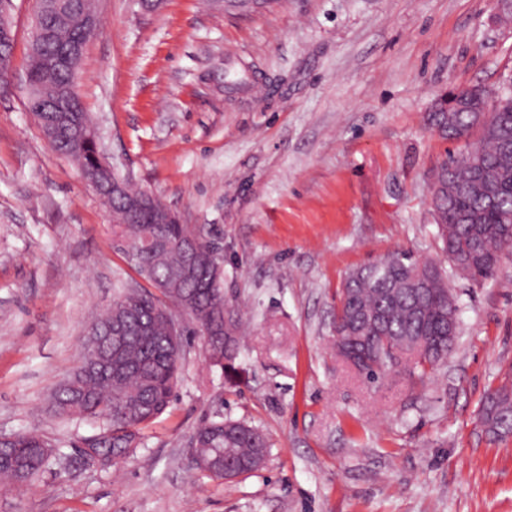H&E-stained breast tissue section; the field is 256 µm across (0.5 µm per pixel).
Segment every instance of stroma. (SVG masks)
Returning <instances> with one entry per match:
<instances>
[{
  "mask_svg": "<svg viewBox=\"0 0 512 512\" xmlns=\"http://www.w3.org/2000/svg\"><path fill=\"white\" fill-rule=\"evenodd\" d=\"M0 86V434L57 446L54 472L0 492V512H512V436L486 434L487 393L512 388V252L494 279L452 273L457 338L425 384L371 385L334 349L354 269L405 251L446 263L433 171L457 143L425 117L448 91L512 73L497 0H280L255 13L208 0H96L79 87L104 153L223 250L224 296L246 334L225 380L202 337L183 348L170 408L136 453L85 461L95 427L50 399L84 333L135 270L112 214L26 108L35 0H13ZM254 77L224 80L225 66ZM271 444L234 482L192 464L215 415Z\"/></svg>",
  "mask_w": 512,
  "mask_h": 512,
  "instance_id": "1",
  "label": "stroma"
}]
</instances>
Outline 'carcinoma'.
<instances>
[{
  "mask_svg": "<svg viewBox=\"0 0 512 512\" xmlns=\"http://www.w3.org/2000/svg\"><path fill=\"white\" fill-rule=\"evenodd\" d=\"M48 38L41 53L29 55V73L43 79L42 56L80 38L77 25L60 17L46 20ZM78 76L57 67L45 81L44 90L68 87L72 111L55 150L94 171L96 142L79 132L90 123L80 102ZM482 100L464 99V108L454 112L434 111L429 125L449 140L464 141L463 149L434 172L432 207L437 234L453 265H461L474 281L494 277L501 253L512 248V93L498 99L489 111H481ZM104 204L112 210L114 240L138 275L158 293L135 282L96 320L98 329L124 323L128 333L105 346L112 369L87 368V356L70 382L53 395L56 413L65 419L92 422L96 432L83 439L89 460L107 467L118 456H128L142 444L141 431L169 407L181 375L180 352L173 346L156 313L169 307L191 310L193 324H209L224 331V277H214L210 268L185 272V256L179 243L197 234L189 224H149L142 215H129L122 198L104 190ZM448 272L442 265L418 260L406 252L392 253L373 265L359 268L346 278L336 308L343 348L356 354L358 371L370 383L389 369V360L378 353L397 348L405 339L419 342L406 371L424 383L452 350L449 337L457 326H448ZM356 335L346 332L363 312ZM240 327L231 336H212L209 353L214 365L224 368L225 378L235 371L240 345ZM486 432L495 438L512 434V392L503 388L489 393L482 404ZM194 456L207 468L206 476L221 480L226 466L250 464L258 453L270 451L267 438L257 428L215 416L205 419L192 435ZM0 487H18L42 476L53 457V445L36 432L19 433L0 445Z\"/></svg>",
  "mask_w": 512,
  "mask_h": 512,
  "instance_id": "obj_1",
  "label": "carcinoma"
}]
</instances>
